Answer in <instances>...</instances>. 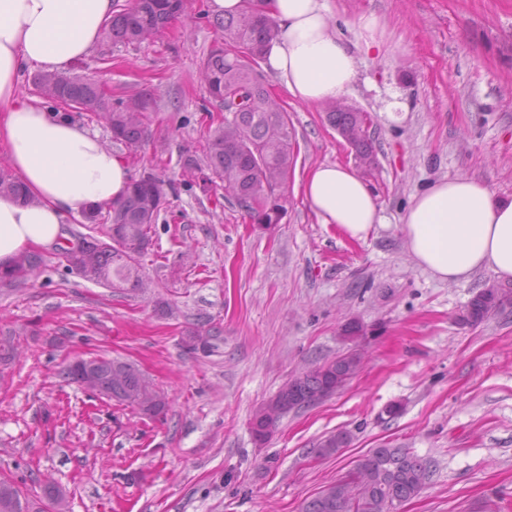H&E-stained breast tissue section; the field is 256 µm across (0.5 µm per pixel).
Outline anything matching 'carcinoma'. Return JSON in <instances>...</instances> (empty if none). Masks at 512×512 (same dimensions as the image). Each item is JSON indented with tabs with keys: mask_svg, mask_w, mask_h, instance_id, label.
<instances>
[{
	"mask_svg": "<svg viewBox=\"0 0 512 512\" xmlns=\"http://www.w3.org/2000/svg\"><path fill=\"white\" fill-rule=\"evenodd\" d=\"M186 0H132L115 5L105 23L103 39L113 44L135 46L151 42L185 9ZM224 41L213 45L203 61L202 78L210 97L225 110L235 98L241 104L214 128H207L203 148L206 167L224 183L225 195L236 200L255 224L270 227L287 212L288 179L295 165L288 113L270 99L257 70L267 47L279 35L276 22L260 10L255 0H243L240 13L213 20ZM36 94L59 110L86 112L103 119L112 140L134 151L145 133L152 98L144 93L135 99H112L95 80L67 73H40L33 78ZM326 120L355 152L356 159L370 167L376 163L374 140L368 133L369 113L348 105L331 107ZM165 186L156 173L145 171L132 180L124 202L102 215L97 207L84 213L90 224H106L101 236L72 234L74 244L61 248L69 270L83 279L109 288H142V258L151 250L152 225L167 201ZM0 195L23 196L18 179L0 167ZM41 258L34 252L22 255L13 268L0 272V284L24 285L36 273ZM506 293L486 288L466 306L462 320L482 323L500 308ZM375 329L359 321L344 325L343 336L354 348L336 360L290 379L253 414L254 439L265 442L280 419L292 410L314 405L333 395L359 371L358 347L374 337ZM93 373L110 399L156 417L166 408L165 397L154 389L134 365L114 359L77 360L66 366L65 378ZM348 443L340 432L316 448V455L329 458ZM433 475L431 462L406 448H373L351 470L347 479L326 486L306 502L302 512H395L396 505L420 494ZM0 512H32L30 502L13 484L0 481Z\"/></svg>",
	"mask_w": 512,
	"mask_h": 512,
	"instance_id": "1",
	"label": "carcinoma"
}]
</instances>
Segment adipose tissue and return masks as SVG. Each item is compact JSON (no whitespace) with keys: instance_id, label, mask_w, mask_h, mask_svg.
I'll list each match as a JSON object with an SVG mask.
<instances>
[{"instance_id":"adipose-tissue-1","label":"adipose tissue","mask_w":512,"mask_h":512,"mask_svg":"<svg viewBox=\"0 0 512 512\" xmlns=\"http://www.w3.org/2000/svg\"><path fill=\"white\" fill-rule=\"evenodd\" d=\"M113 0H0V147L23 183L27 200L0 197V268L59 240L64 214L114 206L130 183L123 157L95 133L21 97L24 67L61 72L87 55L112 15ZM278 23L267 63L294 101L320 107L339 99L357 75L327 0H264ZM300 192L319 223L364 239L382 223L381 209L353 168L318 164ZM402 231L418 266L457 283L478 270L512 281V201L496 200L469 176L442 179L412 197Z\"/></svg>"}]
</instances>
